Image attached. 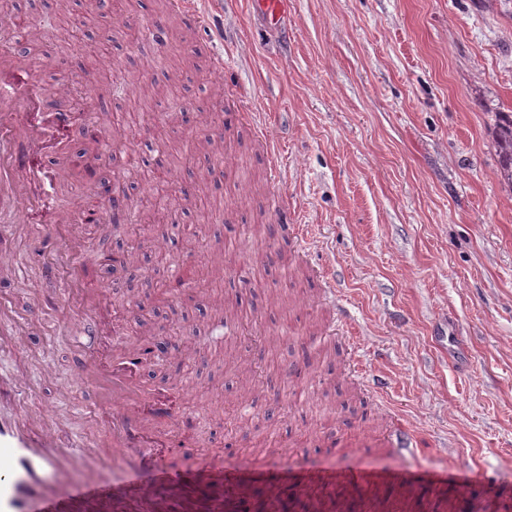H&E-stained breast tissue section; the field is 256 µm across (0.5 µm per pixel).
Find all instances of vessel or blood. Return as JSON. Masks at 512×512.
<instances>
[{"label": "vessel or blood", "instance_id": "obj_1", "mask_svg": "<svg viewBox=\"0 0 512 512\" xmlns=\"http://www.w3.org/2000/svg\"><path fill=\"white\" fill-rule=\"evenodd\" d=\"M40 88L18 79L14 61L0 56V203L9 202L18 216L47 208L46 197L32 190L41 172L25 169L11 142L23 131L31 152L40 151L48 125L62 123L65 115L37 116ZM44 238L62 258L81 247L80 237L66 216L55 214ZM65 299H80L87 313L103 309L107 291L85 289L79 276L66 285ZM146 356L131 347L112 358L109 343H102L94 366L81 373L111 412L112 446L102 450L90 438L75 442L69 451L52 442L50 414L0 417V512H199L192 496L194 475L163 466L153 445L154 433L143 421L141 391L134 373ZM120 467L112 482L97 476L100 469Z\"/></svg>", "mask_w": 512, "mask_h": 512}]
</instances>
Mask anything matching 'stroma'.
Wrapping results in <instances>:
<instances>
[{"instance_id": "obj_1", "label": "stroma", "mask_w": 512, "mask_h": 512, "mask_svg": "<svg viewBox=\"0 0 512 512\" xmlns=\"http://www.w3.org/2000/svg\"><path fill=\"white\" fill-rule=\"evenodd\" d=\"M79 3L0 0V14L60 19L78 15ZM204 10V27L191 29L170 0H127L120 19L88 33L108 39L103 55L42 37L20 61L42 88L43 111L74 109L60 101L63 87L94 99L89 130L49 133L74 151L66 176L51 173L55 147L27 159L48 174L40 191L83 228L90 286H103L97 259L113 249L96 179L117 186L151 169L165 177L163 189L142 185L153 205L177 196L193 213L204 195L221 204L202 218L193 251L183 244L190 224L152 225L110 299L113 338L138 340L161 277L228 259L200 309L168 297L177 341L200 350L196 366L170 363L164 381L136 379L195 443L164 449V463L241 469L245 512H313L317 503L322 512H489L493 501L512 512V186L494 138L499 113H512V0H288L275 26L256 0H206ZM157 18L163 48L126 40ZM189 57L203 73L180 95L184 125L114 126L123 102L164 112L166 97L141 90L167 85ZM113 81L123 101L104 91ZM244 108L253 124L240 121ZM267 137L276 144L268 155ZM205 138L214 150L183 163ZM99 207L101 222H86ZM48 220L36 212L22 224L0 210L18 261L0 294L22 316L41 303L27 348L1 354L0 373L26 379L22 404L54 410L58 444L92 430L108 447L107 416L90 415L98 397L79 382L83 313L64 300L42 249ZM217 300L239 304L261 340L236 321L218 330L209 318ZM219 333L223 343H211ZM312 346L338 354L311 365ZM373 375L383 392L364 386ZM400 420L417 434L414 452L398 437ZM460 466L478 475L467 497L447 478Z\"/></svg>"}]
</instances>
